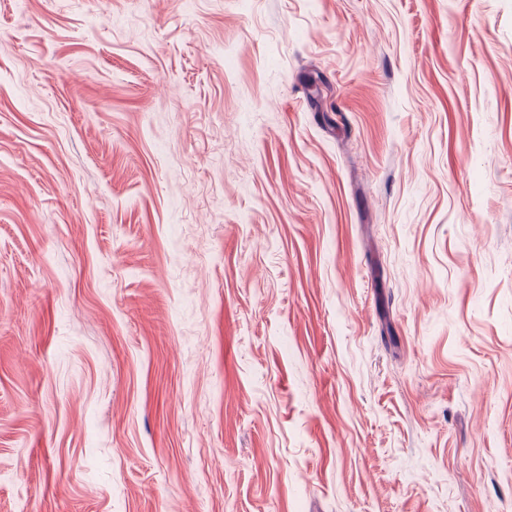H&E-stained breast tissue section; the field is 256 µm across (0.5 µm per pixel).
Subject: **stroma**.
<instances>
[{"label": "stroma", "instance_id": "35a3bbf8", "mask_svg": "<svg viewBox=\"0 0 512 512\" xmlns=\"http://www.w3.org/2000/svg\"><path fill=\"white\" fill-rule=\"evenodd\" d=\"M0 512H512V0H0Z\"/></svg>", "mask_w": 512, "mask_h": 512}]
</instances>
